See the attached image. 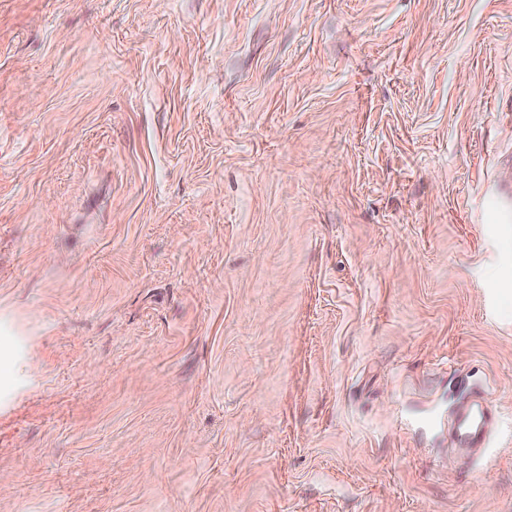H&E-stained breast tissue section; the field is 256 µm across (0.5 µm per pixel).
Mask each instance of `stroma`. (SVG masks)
Wrapping results in <instances>:
<instances>
[{
	"label": "stroma",
	"instance_id": "1",
	"mask_svg": "<svg viewBox=\"0 0 512 512\" xmlns=\"http://www.w3.org/2000/svg\"><path fill=\"white\" fill-rule=\"evenodd\" d=\"M0 318V512H512V0H0ZM18 358L11 346L5 345L2 349L0 336V397L2 399V388L8 389L16 380ZM494 420L492 411L477 398L462 407L456 414L454 427L463 450L485 448L487 434Z\"/></svg>",
	"mask_w": 512,
	"mask_h": 512
}]
</instances>
